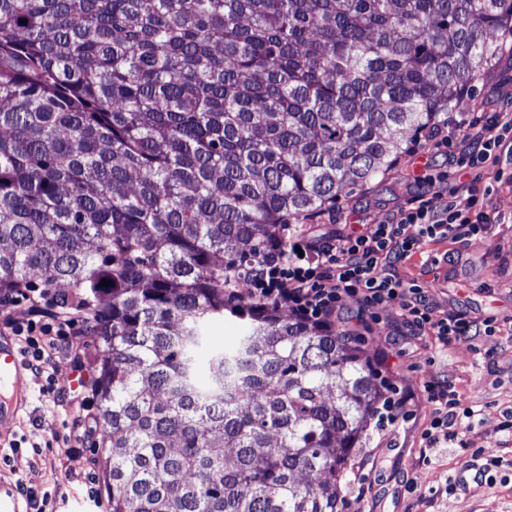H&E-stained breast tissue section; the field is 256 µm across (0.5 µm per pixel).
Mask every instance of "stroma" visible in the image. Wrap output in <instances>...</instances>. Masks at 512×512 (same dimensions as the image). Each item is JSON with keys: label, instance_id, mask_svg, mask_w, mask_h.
<instances>
[{"label": "stroma", "instance_id": "1", "mask_svg": "<svg viewBox=\"0 0 512 512\" xmlns=\"http://www.w3.org/2000/svg\"><path fill=\"white\" fill-rule=\"evenodd\" d=\"M462 111L479 115L512 110V37H505L492 68L474 79ZM411 131L401 152L377 179L344 190L333 209L312 228L345 231L362 223L387 220L415 196V174L453 170L460 140L434 151L418 149ZM486 192L492 222L486 233L466 242L427 240L422 250L399 263V277L427 290L441 312L493 317L512 325V159L485 164L473 172ZM73 366L61 360L57 394L41 393V378L28 376L27 402L16 423L0 439V484L24 483L36 495H48L47 512H108L102 477L92 487L77 482L87 461H100L102 437L83 447L64 439L73 416V394L65 381ZM397 386L412 396L411 414L391 431H377L358 457L362 483L342 485L343 512H512V433L503 431L502 413L512 407V335L477 336L444 348L426 341L404 344L394 360ZM439 381L454 386L462 405L485 409L480 423L464 431L461 448H428L423 433L433 417L424 386ZM503 459L491 468L492 458Z\"/></svg>", "mask_w": 512, "mask_h": 512}]
</instances>
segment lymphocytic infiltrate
Here are the masks:
<instances>
[{
    "label": "lymphocytic infiltrate",
    "instance_id": "1",
    "mask_svg": "<svg viewBox=\"0 0 512 512\" xmlns=\"http://www.w3.org/2000/svg\"><path fill=\"white\" fill-rule=\"evenodd\" d=\"M454 128L468 153L458 167L475 168L496 158L503 141L512 139V113L495 112L487 118L461 112ZM489 220L474 182H458L450 194L422 193L385 223L370 224L351 233L315 232L284 225L280 235L266 245L259 269L245 289L246 298L270 301L288 309L299 320L321 328L342 320L345 311L356 310L357 324L370 330L377 311L396 306L392 318V345L430 336L440 347L484 334L493 336V321L476 323L463 314H438L423 288L403 281L396 272L399 261L411 257L423 242L434 238L464 241L485 231ZM26 303L27 317L0 318V329L15 336L26 364L44 378V393L56 390L57 360L74 348L72 320L49 303L17 292ZM434 418L424 434L426 447L439 448L456 442L461 429L481 421V409L461 406L450 385H427Z\"/></svg>",
    "mask_w": 512,
    "mask_h": 512
}]
</instances>
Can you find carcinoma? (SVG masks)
I'll return each instance as SVG.
<instances>
[{
	"label": "carcinoma",
	"instance_id": "cac0c4a2",
	"mask_svg": "<svg viewBox=\"0 0 512 512\" xmlns=\"http://www.w3.org/2000/svg\"><path fill=\"white\" fill-rule=\"evenodd\" d=\"M505 32L512 0H0V296L51 288L98 338L111 512H341L382 382L231 289ZM215 318L247 333L211 348Z\"/></svg>",
	"mask_w": 512,
	"mask_h": 512
}]
</instances>
